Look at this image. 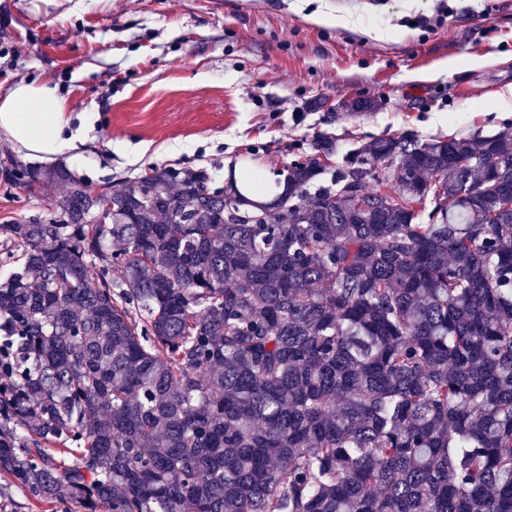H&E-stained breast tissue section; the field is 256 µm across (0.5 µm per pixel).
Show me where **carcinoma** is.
<instances>
[{
    "instance_id": "cac0c4a2",
    "label": "carcinoma",
    "mask_w": 512,
    "mask_h": 512,
    "mask_svg": "<svg viewBox=\"0 0 512 512\" xmlns=\"http://www.w3.org/2000/svg\"><path fill=\"white\" fill-rule=\"evenodd\" d=\"M0 172L65 188L0 224V474L37 501L512 512V130L379 138L327 185L300 156L273 197Z\"/></svg>"
}]
</instances>
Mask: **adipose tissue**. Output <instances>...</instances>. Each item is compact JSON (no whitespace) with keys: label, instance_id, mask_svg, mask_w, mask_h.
Wrapping results in <instances>:
<instances>
[{"label":"adipose tissue","instance_id":"adipose-tissue-1","mask_svg":"<svg viewBox=\"0 0 512 512\" xmlns=\"http://www.w3.org/2000/svg\"><path fill=\"white\" fill-rule=\"evenodd\" d=\"M71 121L67 99L49 83L20 81L0 95V136L42 161L78 152L84 135L72 131Z\"/></svg>","mask_w":512,"mask_h":512}]
</instances>
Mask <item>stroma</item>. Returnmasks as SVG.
<instances>
[{
  "instance_id": "35a3bbf8",
  "label": "stroma",
  "mask_w": 512,
  "mask_h": 512,
  "mask_svg": "<svg viewBox=\"0 0 512 512\" xmlns=\"http://www.w3.org/2000/svg\"><path fill=\"white\" fill-rule=\"evenodd\" d=\"M439 27L416 25L438 4ZM342 17L318 24L311 14ZM56 85L84 130L75 175L99 189L154 165L277 174L402 132L473 138L512 127V0H0V91ZM377 100L356 116L340 103ZM51 196L0 179V224Z\"/></svg>"
}]
</instances>
